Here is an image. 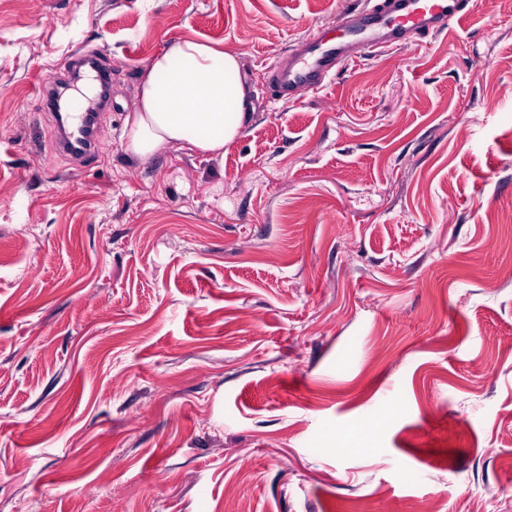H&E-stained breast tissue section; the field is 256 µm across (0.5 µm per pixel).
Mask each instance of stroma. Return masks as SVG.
Listing matches in <instances>:
<instances>
[{"label": "stroma", "mask_w": 512, "mask_h": 512, "mask_svg": "<svg viewBox=\"0 0 512 512\" xmlns=\"http://www.w3.org/2000/svg\"><path fill=\"white\" fill-rule=\"evenodd\" d=\"M359 0H0V512H512V10L269 66ZM240 54L223 155L122 138L171 41ZM112 69L95 153L38 85Z\"/></svg>", "instance_id": "stroma-1"}]
</instances>
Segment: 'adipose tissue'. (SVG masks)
Here are the masks:
<instances>
[{
    "label": "adipose tissue",
    "instance_id": "adipose-tissue-1",
    "mask_svg": "<svg viewBox=\"0 0 512 512\" xmlns=\"http://www.w3.org/2000/svg\"><path fill=\"white\" fill-rule=\"evenodd\" d=\"M238 53L185 37L172 41L141 76L126 117L127 150L139 158L179 145L217 156L235 140L253 110Z\"/></svg>",
    "mask_w": 512,
    "mask_h": 512
}]
</instances>
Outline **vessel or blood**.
<instances>
[{
	"mask_svg": "<svg viewBox=\"0 0 512 512\" xmlns=\"http://www.w3.org/2000/svg\"><path fill=\"white\" fill-rule=\"evenodd\" d=\"M364 7L347 19L341 29L323 34L305 44L288 61H277L270 83L274 96L286 97L302 87L317 88L336 74L348 59L354 44L371 49L401 45L408 35L426 36L462 21L471 12L472 0H364ZM80 150L91 155L100 136L93 117L74 113Z\"/></svg>",
	"mask_w": 512,
	"mask_h": 512,
	"instance_id": "vessel-or-blood-1",
	"label": "vessel or blood"
}]
</instances>
